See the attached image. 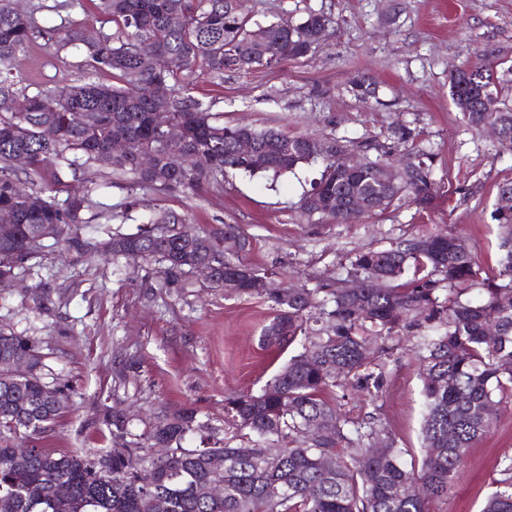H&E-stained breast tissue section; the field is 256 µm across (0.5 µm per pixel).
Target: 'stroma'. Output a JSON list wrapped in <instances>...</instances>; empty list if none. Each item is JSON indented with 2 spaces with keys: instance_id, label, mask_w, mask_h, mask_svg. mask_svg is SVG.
<instances>
[{
  "instance_id": "stroma-1",
  "label": "stroma",
  "mask_w": 512,
  "mask_h": 512,
  "mask_svg": "<svg viewBox=\"0 0 512 512\" xmlns=\"http://www.w3.org/2000/svg\"><path fill=\"white\" fill-rule=\"evenodd\" d=\"M243 9L260 23L322 11L333 25L307 57L220 77L196 71L195 95L212 102L224 120L289 135L383 140L396 124L415 128L433 159L438 193L431 207L405 204L349 224L330 217L314 224L297 205L320 176L316 164L276 179L228 175L189 194L106 184L91 168L84 178L99 185L91 211L111 219L90 223L85 238L95 244L112 231H136L153 211L186 215L197 227L238 224L252 240L246 259L253 267L312 288L345 278L356 250L447 230L462 235L482 274L491 273L497 256L492 212L498 184L512 179V152L462 121L448 82L456 71L489 59L501 62L498 74L512 87V0H246ZM83 54L73 48L57 55L39 40L26 52L23 69L46 87L79 84ZM360 72L378 83L377 99L352 93ZM160 276L155 266L120 275L112 264L59 244L14 287L0 288V328L31 336L46 364L71 387L69 412L43 434L40 447L91 456L112 450L116 440L95 422L106 405L131 410L134 434L154 413L190 408L211 436L224 438L232 429L225 397L258 392L293 355V348L263 344L261 330L272 312L262 298L198 282L181 297L162 296L154 289ZM414 344V337H401L378 401L350 389L340 400L353 419L378 417L409 463L422 458V380ZM508 455L512 400L506 398L496 407L495 427L469 448L448 496L434 500L430 512H480Z\"/></svg>"
}]
</instances>
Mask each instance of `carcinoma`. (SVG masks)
<instances>
[{
    "label": "carcinoma",
    "instance_id": "obj_1",
    "mask_svg": "<svg viewBox=\"0 0 512 512\" xmlns=\"http://www.w3.org/2000/svg\"><path fill=\"white\" fill-rule=\"evenodd\" d=\"M82 0H66L70 13L42 28L14 0H0V210L16 213L11 240L0 243V270L26 271L54 245L84 248L82 230L89 220L91 186L79 173L91 166L129 186L152 191L196 189L227 172L280 177L305 164L319 163L320 178L299 201L301 214L318 216L310 205L337 211L336 220L354 219L342 210L351 201L371 199L377 206L363 216L383 214L406 201L427 209L434 196L432 156L412 150L391 158V147L375 138L288 136L274 127L226 123L211 105L191 92L198 69L222 75L270 68L254 32L258 24L236 9L234 0H97L92 20L116 32L94 40L85 36L89 19L72 16ZM332 19L310 11L263 26L265 36L281 44L283 59H300L319 44ZM38 38L55 54L85 47L81 67L87 81L43 88L28 81L19 61ZM149 42L160 60H178L172 68L147 65L138 46ZM112 71L119 84L94 80ZM496 65L483 62L456 72L449 95L462 119L478 131L488 122L499 127L501 144L512 151V107L483 111L480 93L499 96ZM167 113L169 127L154 124L153 113ZM51 128L55 137L43 135ZM178 138L168 149L166 135ZM123 140L128 153L111 154L112 141ZM241 139L254 142L260 156L237 150ZM151 151L155 163L139 167ZM28 159L20 180L14 156ZM397 166L400 179L385 184L382 167ZM499 257L495 273L481 277L459 236L436 232L386 247L361 249L350 260L349 275L363 287L349 294L341 280L314 288L271 282L257 291L256 269L245 259L250 237L238 224H209L200 236L184 238V216L164 211L149 217L133 233H114L102 243L101 257L117 261L130 251L161 266L159 292L179 295L191 285L194 264L214 265L208 287L224 289L235 278L234 292L257 295L273 312L262 332L268 347L300 341L301 350L258 392L225 399L234 434L213 448L182 447L190 432L206 429L192 411L159 414L145 432L112 451L110 470L99 471V458L78 450L35 448L18 456L14 440L36 439L51 430L70 408V397L53 399L67 382L46 369L36 342L0 329V359L29 363L30 374L0 372V512H427L429 502L448 496L468 449L494 425L490 404L512 396V207L495 208ZM243 237L242 254L224 257V236ZM383 287H371L373 277ZM418 337L415 355L423 380L425 415L423 456L407 467L396 439L383 434L371 416L353 420L337 409L331 395L350 384L377 399L382 387V356L403 333ZM336 364V375L324 369ZM98 421L112 436L125 439L128 422L121 409L103 407ZM329 428L322 440L318 430ZM166 448L163 460L142 452ZM219 453L224 469L212 470ZM496 489L481 512H512V457H505ZM210 480L224 483V496L204 497L198 488Z\"/></svg>",
    "mask_w": 512,
    "mask_h": 512
}]
</instances>
